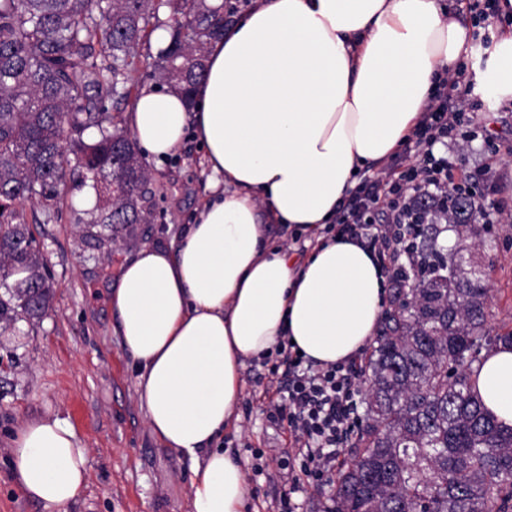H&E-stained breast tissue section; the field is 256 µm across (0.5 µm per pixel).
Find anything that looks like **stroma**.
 Listing matches in <instances>:
<instances>
[{"mask_svg":"<svg viewBox=\"0 0 512 512\" xmlns=\"http://www.w3.org/2000/svg\"><path fill=\"white\" fill-rule=\"evenodd\" d=\"M452 14L469 23L482 45L462 54L466 79L457 91L470 100L461 127L465 146L438 145L434 153L447 156L453 182L482 167L496 178V200L504 213L492 227L489 327L512 330V100L497 101L482 80L498 32L512 28V18L484 27L474 21L468 0H454ZM201 153L191 138L177 154L148 160L155 191L152 221L137 225L133 238L108 253L81 244L80 213L70 200L50 210L38 202L21 206L55 296L44 319L21 317L0 333V512H39L12 479L10 439L24 420L48 413L71 424L89 450L88 486L73 512H191L190 461L165 448L148 428L134 361L108 292L120 266L143 245L171 241L192 222L210 194ZM273 363L270 356L246 362L249 374L236 422L225 430L221 446L246 467L247 512H274L286 493L296 512H323L326 491L316 483L292 489L281 468L293 436L287 423L269 419L261 396Z\"/></svg>","mask_w":512,"mask_h":512,"instance_id":"1","label":"stroma"}]
</instances>
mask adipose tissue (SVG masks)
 I'll return each instance as SVG.
<instances>
[{
    "instance_id": "adipose-tissue-1",
    "label": "adipose tissue",
    "mask_w": 512,
    "mask_h": 512,
    "mask_svg": "<svg viewBox=\"0 0 512 512\" xmlns=\"http://www.w3.org/2000/svg\"><path fill=\"white\" fill-rule=\"evenodd\" d=\"M469 38L440 0H254L208 44L192 100L139 93L129 116L138 148L163 158L194 133L213 190L177 240L140 248L109 291L148 427L192 461V512H244V466L217 441L243 395L245 360L288 339L331 364L372 340L385 274L328 226L360 172L415 130ZM484 81L512 97V30ZM275 225L307 235L303 260ZM472 384L512 426V347L474 366ZM11 456L18 489L42 512H70L82 498L88 451L72 426L26 420Z\"/></svg>"
}]
</instances>
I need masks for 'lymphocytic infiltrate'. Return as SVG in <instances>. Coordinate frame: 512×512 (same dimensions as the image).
I'll use <instances>...</instances> for the list:
<instances>
[{"label": "lymphocytic infiltrate", "mask_w": 512, "mask_h": 512, "mask_svg": "<svg viewBox=\"0 0 512 512\" xmlns=\"http://www.w3.org/2000/svg\"><path fill=\"white\" fill-rule=\"evenodd\" d=\"M462 78L458 71L440 84L421 112L414 137L375 178L361 184L336 216L337 233L363 241L379 263L396 262L405 253L419 193L439 200L448 196V159L435 156L432 148L459 143L457 125L469 101L452 89ZM277 354L282 372L270 381L269 416L287 421L295 435L292 456L300 472L291 481L299 483L306 475L330 483L339 450L360 419L353 382L359 365L353 359L314 365L285 340Z\"/></svg>", "instance_id": "obj_1"}]
</instances>
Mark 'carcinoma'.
Masks as SVG:
<instances>
[{"label": "carcinoma", "instance_id": "obj_1", "mask_svg": "<svg viewBox=\"0 0 512 512\" xmlns=\"http://www.w3.org/2000/svg\"><path fill=\"white\" fill-rule=\"evenodd\" d=\"M172 14L169 42L152 66L156 83L193 100L207 44L233 22L213 0H0V327L20 313L40 319L52 286L42 256L14 205L40 198L50 207L71 174L93 168L97 204L82 238L103 249L149 221V170L109 100L127 97L138 49L160 8ZM448 211V224L422 215ZM484 206L458 188L448 206L419 202L420 245L412 271L419 288H396L369 358L366 417L333 479L324 512H512V427L473 391V366L512 331L487 330L486 270L438 266L444 231L472 256Z\"/></svg>", "mask_w": 512, "mask_h": 512}]
</instances>
